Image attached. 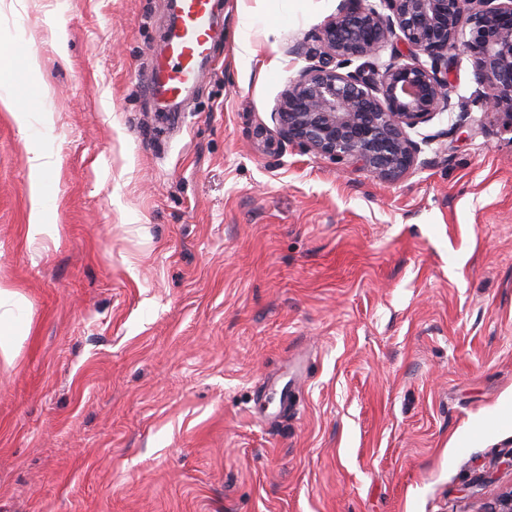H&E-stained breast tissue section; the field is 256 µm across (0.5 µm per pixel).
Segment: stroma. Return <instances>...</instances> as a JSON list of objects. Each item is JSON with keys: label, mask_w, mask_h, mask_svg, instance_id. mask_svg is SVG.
<instances>
[{"label": "stroma", "mask_w": 512, "mask_h": 512, "mask_svg": "<svg viewBox=\"0 0 512 512\" xmlns=\"http://www.w3.org/2000/svg\"><path fill=\"white\" fill-rule=\"evenodd\" d=\"M340 4L216 0L209 77L169 112L142 82L169 0L0 16V83L36 53L53 113L41 140L0 108V282L31 312L0 360V512H478L512 488V129L464 56L400 180L283 143ZM37 146L56 231L33 238ZM255 25L253 16L249 14H240L237 28V43L239 46L238 58L240 61L251 64L256 54L251 48L249 33Z\"/></svg>", "instance_id": "1"}]
</instances>
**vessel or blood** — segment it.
Wrapping results in <instances>:
<instances>
[{
  "mask_svg": "<svg viewBox=\"0 0 512 512\" xmlns=\"http://www.w3.org/2000/svg\"><path fill=\"white\" fill-rule=\"evenodd\" d=\"M213 0H177L164 33L166 52L151 70L148 85L167 99L178 98L207 75L214 31Z\"/></svg>",
  "mask_w": 512,
  "mask_h": 512,
  "instance_id": "1",
  "label": "vessel or blood"
}]
</instances>
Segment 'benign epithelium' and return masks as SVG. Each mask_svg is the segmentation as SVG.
<instances>
[{"instance_id":"obj_1","label":"benign epithelium","mask_w":512,"mask_h":512,"mask_svg":"<svg viewBox=\"0 0 512 512\" xmlns=\"http://www.w3.org/2000/svg\"><path fill=\"white\" fill-rule=\"evenodd\" d=\"M342 0L318 35L317 63L300 71L275 120L290 144L398 180L420 143L409 131L451 109L450 76L472 59L482 107L512 122V0ZM392 45V60L377 64ZM355 69H350L354 62ZM480 512H512V490Z\"/></svg>"}]
</instances>
